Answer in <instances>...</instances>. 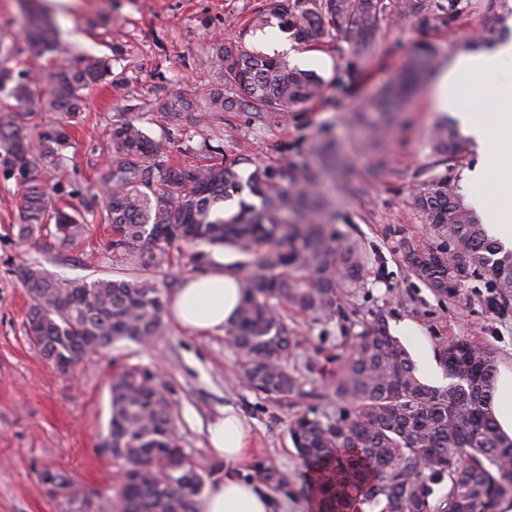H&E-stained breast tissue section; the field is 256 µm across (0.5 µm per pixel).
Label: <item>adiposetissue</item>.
<instances>
[{"instance_id":"1","label":"adipose tissue","mask_w":512,"mask_h":512,"mask_svg":"<svg viewBox=\"0 0 512 512\" xmlns=\"http://www.w3.org/2000/svg\"><path fill=\"white\" fill-rule=\"evenodd\" d=\"M512 59V42L477 54L461 53L438 77L433 89L436 109L458 115L466 133L483 146V167L497 174L494 191L471 178V204L488 216L491 236L512 244V73L500 66ZM477 74L488 76L495 100L488 106L480 100L461 98L456 88L468 84ZM242 274L235 257L217 252L205 272L186 279L168 304V313L182 328L205 334L230 326L241 300ZM208 451L223 460L227 470L223 480L208 486L198 500V512H280L277 496L237 471L249 451V430L233 407L207 426Z\"/></svg>"}]
</instances>
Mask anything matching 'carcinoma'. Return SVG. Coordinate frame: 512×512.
Listing matches in <instances>:
<instances>
[{
	"label": "carcinoma",
	"instance_id": "carcinoma-1",
	"mask_svg": "<svg viewBox=\"0 0 512 512\" xmlns=\"http://www.w3.org/2000/svg\"><path fill=\"white\" fill-rule=\"evenodd\" d=\"M472 0H396L399 14L423 24L451 26ZM382 0H270L250 17L262 29L276 17L307 46L331 31L360 52L376 42ZM486 11L501 24L512 14L508 0H486ZM28 40L51 46V32L31 17ZM211 65L233 95L219 88L209 94L210 110L280 112L321 96V83L287 61L268 57L240 43L218 41ZM112 75L109 65L64 61L21 81L0 67V90L11 87V103L0 105V149L22 178L19 236L28 241L54 223L61 246L81 241L88 225L53 205L42 174L58 165L70 140V119L81 111L82 92ZM190 103L180 92L168 97L164 112L174 117ZM60 114L57 126L32 137L39 113ZM115 152L103 181L112 192L100 196L99 218L112 226V253L148 269L182 245L231 246L254 256L243 274L242 298L230 329L243 357L242 378L277 398L300 395L298 379L284 360L294 342L271 301L331 318L342 313L337 288L356 286L365 268L355 247L336 240L320 220V207L306 168L287 163L255 167L248 175L240 156L211 163L172 165L161 142L149 139L132 116L111 132ZM431 147L445 172L424 183L414 204L437 244L418 245L408 263L419 278L441 294L455 295L473 277H483L499 299L512 297V249L489 237L485 225L459 194L454 166L466 152L452 126H440ZM263 199L256 208L243 198ZM238 198V209L224 216V202ZM287 211L295 220L281 218ZM290 267L314 270L313 286L301 287ZM17 275L31 304L26 325L40 316L35 344L63 371L92 353L122 340L142 346L163 335V302L147 280L97 279L90 283L52 278L37 264ZM333 380L336 396L351 406L334 421L304 413L291 424L293 446L308 473L318 512H348L354 502L377 512H497L512 500V437L494 413L496 364L483 346L458 340L443 348L439 363L445 387L421 381L404 345L376 323L360 336ZM107 451L122 461L124 479L116 512H196L203 477L185 456L175 432L173 410L157 374L129 365L112 376ZM448 491L434 497V486Z\"/></svg>",
	"mask_w": 512,
	"mask_h": 512
}]
</instances>
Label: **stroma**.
<instances>
[{
	"mask_svg": "<svg viewBox=\"0 0 512 512\" xmlns=\"http://www.w3.org/2000/svg\"><path fill=\"white\" fill-rule=\"evenodd\" d=\"M269 0H30L56 31L53 48H30L20 0H0V66L27 75L52 65L58 54L72 62L107 60L113 86L84 93L85 108L72 120V139L61 151L65 173L48 174L45 187L58 202L80 208L89 230L72 248H60L54 225L38 240L21 241L17 202L21 179L0 157V512H111L122 481L117 461L100 442L110 419V384L116 369L132 364L157 373L173 404L185 454L205 484L224 477V463L208 453L206 428L233 406L252 429L251 451L240 471L260 480L266 468L287 474L270 483L283 512H309L306 469L289 429L311 410L323 420L341 410L332 375L370 325L384 323L409 351L421 380L438 385L444 375L440 347L465 339L488 348L497 380L512 376V301L491 305L492 290L474 278L459 295L435 292L414 275L406 256L431 243L429 226L414 195L436 174L430 137L448 124L431 97L434 75L411 94L380 107L384 89L414 66L421 49H436L441 63L466 51L481 31L494 28L482 0L452 26L423 25L386 9L371 52L361 54L338 33L318 48L299 43L278 20L262 29L249 18ZM238 41L321 81V99L299 112H214L201 87H217L210 67L215 39ZM356 64L358 76L346 75ZM190 100L187 111L164 119L171 91ZM148 137L167 142L169 160L184 148L199 158L244 155L242 172L288 162L317 168L316 149L334 144L341 159L314 191L328 203L322 218L354 243L367 265L358 287L340 289L341 315L325 318L286 304L277 309L297 341L288 359L302 396L271 398L239 376L241 357L226 330L194 334L166 320L164 336L148 348L120 341L63 373L45 361L26 336L30 299L16 269L41 264L61 279H123L133 269L107 246L109 231L85 201L98 192L107 169L106 144L113 123L130 116ZM72 481V496L50 497L44 469Z\"/></svg>",
	"mask_w": 512,
	"mask_h": 512,
	"instance_id": "35a3bbf8",
	"label": "stroma"
}]
</instances>
